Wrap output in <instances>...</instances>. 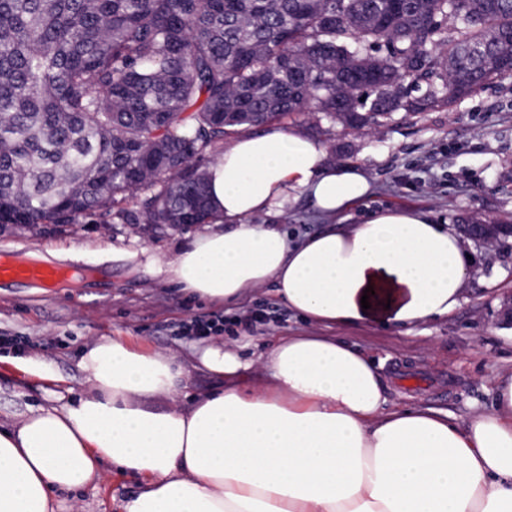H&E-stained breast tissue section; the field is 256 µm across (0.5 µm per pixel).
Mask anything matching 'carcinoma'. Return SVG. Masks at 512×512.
Segmentation results:
<instances>
[{
  "label": "carcinoma",
  "instance_id": "carcinoma-1",
  "mask_svg": "<svg viewBox=\"0 0 512 512\" xmlns=\"http://www.w3.org/2000/svg\"><path fill=\"white\" fill-rule=\"evenodd\" d=\"M0 0V224H210L224 135L512 78V0ZM138 200L132 212L127 203Z\"/></svg>",
  "mask_w": 512,
  "mask_h": 512
}]
</instances>
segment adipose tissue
Here are the masks:
<instances>
[{
    "label": "adipose tissue",
    "mask_w": 512,
    "mask_h": 512,
    "mask_svg": "<svg viewBox=\"0 0 512 512\" xmlns=\"http://www.w3.org/2000/svg\"><path fill=\"white\" fill-rule=\"evenodd\" d=\"M207 185L215 222L173 258L149 254L153 275L232 310L272 286L326 335L273 337L254 360L250 336L197 343L187 362L97 337L79 362L82 396L56 392L0 423V512H61V493L106 462L143 481L122 512H512V374L460 421L393 400L381 364L330 333L454 312L471 266L458 230L414 209L349 223L368 175L296 128L237 134ZM301 199L325 226L296 239L277 219ZM192 365L222 387L154 407L186 389Z\"/></svg>",
    "instance_id": "1"
}]
</instances>
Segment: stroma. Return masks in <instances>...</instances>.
Returning <instances> with one entry per match:
<instances>
[{
	"label": "stroma",
	"mask_w": 512,
	"mask_h": 512,
	"mask_svg": "<svg viewBox=\"0 0 512 512\" xmlns=\"http://www.w3.org/2000/svg\"><path fill=\"white\" fill-rule=\"evenodd\" d=\"M326 142L339 164L364 165L372 196L352 215L384 207L432 212L451 224L477 217L512 224V79L498 80L457 101L451 108L416 116L396 114L384 125L356 133L329 118L305 113L288 117ZM196 226L132 224L119 219L78 224H43L31 230H0V252H35L48 263L89 269L78 285L34 292L27 284L0 281V412L21 414L45 403L53 378L81 394L78 362L87 342L119 336L132 343L189 358L194 337L178 335L180 322L214 312V305L187 297L162 283L145 267L141 250L174 255L196 233ZM80 255H73V247ZM474 258L467 293L448 317L412 331L375 327H337L333 334L359 345L384 363L397 395L411 404L466 417L471 405L490 404L492 379L512 371V323L501 310L512 299V247L473 241ZM250 306L271 319L259 338L320 334L258 289ZM35 358L25 371L19 362ZM139 478L104 464L100 479L65 493L69 512H119L123 498L138 491Z\"/></svg>",
	"instance_id": "stroma-1"
}]
</instances>
